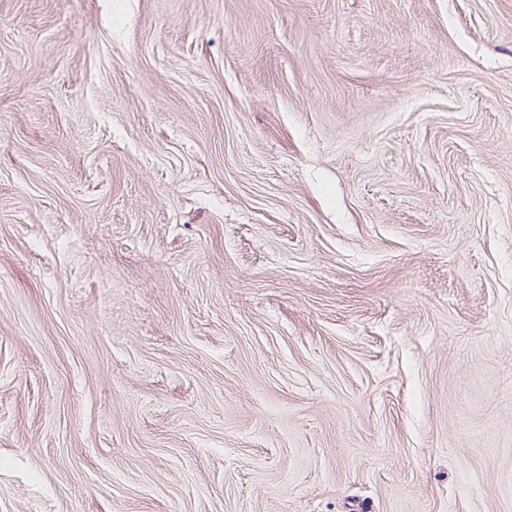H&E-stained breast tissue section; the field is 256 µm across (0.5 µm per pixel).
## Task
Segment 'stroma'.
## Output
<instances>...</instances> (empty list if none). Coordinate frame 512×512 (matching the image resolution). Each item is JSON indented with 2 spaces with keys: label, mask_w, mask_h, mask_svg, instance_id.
<instances>
[{
  "label": "stroma",
  "mask_w": 512,
  "mask_h": 512,
  "mask_svg": "<svg viewBox=\"0 0 512 512\" xmlns=\"http://www.w3.org/2000/svg\"><path fill=\"white\" fill-rule=\"evenodd\" d=\"M0 512H512V0H0Z\"/></svg>",
  "instance_id": "stroma-1"
}]
</instances>
